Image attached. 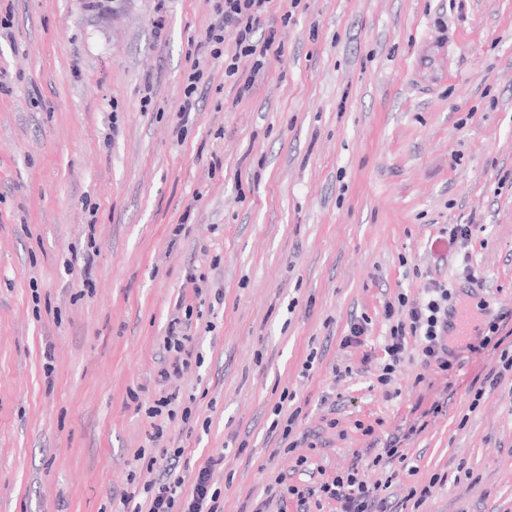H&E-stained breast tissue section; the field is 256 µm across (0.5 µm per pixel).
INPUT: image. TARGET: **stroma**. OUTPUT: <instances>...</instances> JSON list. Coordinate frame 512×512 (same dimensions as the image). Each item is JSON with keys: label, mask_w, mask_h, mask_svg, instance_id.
<instances>
[{"label": "stroma", "mask_w": 512, "mask_h": 512, "mask_svg": "<svg viewBox=\"0 0 512 512\" xmlns=\"http://www.w3.org/2000/svg\"><path fill=\"white\" fill-rule=\"evenodd\" d=\"M157 1L0 0V512H123L165 448L187 488L223 456L224 512H254L275 479L310 486L298 456L331 477L396 436L415 473L366 472L390 506L444 474L405 512H512V371L483 388L499 353L472 349L492 321L512 345V0H272L280 57L243 98L203 58L186 121L213 14L161 0L159 37ZM451 224L470 238L439 242ZM429 278L470 317L454 366L383 386L384 304ZM182 303L191 367L165 381ZM174 392L190 423L151 420ZM204 73L205 71L201 66L199 58L194 59L183 80V98L179 107V112L183 116V119H185L186 115L190 114V112H196L197 110V103L193 95L197 92L199 84L204 79ZM368 319L362 317L361 319H351L348 326V334L341 340L342 348L361 347L365 344L368 333Z\"/></svg>", "instance_id": "stroma-1"}]
</instances>
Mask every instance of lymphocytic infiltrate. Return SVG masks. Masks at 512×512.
<instances>
[{
	"label": "lymphocytic infiltrate",
	"mask_w": 512,
	"mask_h": 512,
	"mask_svg": "<svg viewBox=\"0 0 512 512\" xmlns=\"http://www.w3.org/2000/svg\"><path fill=\"white\" fill-rule=\"evenodd\" d=\"M216 16L197 44L196 50L203 56L215 59L225 58L224 40L226 34L235 37V52L227 58V76H242L243 91H251L264 72L269 56L279 54L275 33L257 36L255 26L261 15L267 11L270 0H212ZM251 59L247 75H240L241 59ZM426 299L418 303L406 295H398L396 303L386 304L384 316L390 326L384 338L385 363L377 381L389 384L394 373L409 356L408 340L416 337L421 341V355L425 366L448 371V303L452 298L447 284L434 280L424 285ZM182 455L181 449L163 450L161 458H149V465H161L162 473L154 481L143 486L148 503V512H223L219 502L220 493L214 490L210 475L217 459L211 458L200 467L191 491H183V482L175 478L174 472ZM283 493L296 497L301 512H321L324 502L336 505V512H387L385 497L370 491L365 473L351 468L332 479L306 489L286 485Z\"/></svg>",
	"instance_id": "obj_1"
}]
</instances>
